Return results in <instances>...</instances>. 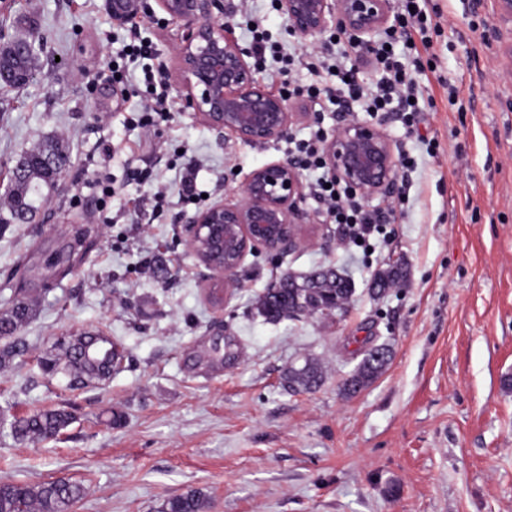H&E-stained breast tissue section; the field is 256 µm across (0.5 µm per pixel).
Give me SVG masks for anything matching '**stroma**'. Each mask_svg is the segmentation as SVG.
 <instances>
[{
  "mask_svg": "<svg viewBox=\"0 0 512 512\" xmlns=\"http://www.w3.org/2000/svg\"><path fill=\"white\" fill-rule=\"evenodd\" d=\"M425 107L412 124L380 115L412 171L407 200L371 250L350 245L311 195L303 242L288 254L247 255L235 287L211 304L214 282L186 245L183 219L233 198L248 174L288 156L289 139L346 123L326 99L298 96L317 122L261 145L225 137L178 109L141 127V64H125L118 103L100 77L129 31L106 0H0V44L37 29L35 78L0 88V212L7 175L24 151L54 140L69 167L34 224L0 229V289L20 288L32 317L0 349V483L70 479L85 487L74 512H161L201 492L204 512H512V80L485 40L493 0H426ZM239 45L243 16L263 18L281 54L313 44L288 31L271 0H224ZM140 35L173 70L181 30L157 19ZM112 182L102 196L93 172ZM148 179L132 178L131 170ZM194 172V195L180 180ZM405 283L374 299L394 263ZM334 266L355 287L346 309L277 323L255 305L288 272ZM102 331L124 369L72 388L42 365L58 338ZM393 358L353 397L341 385L370 347ZM326 378L288 388L302 357ZM38 409L73 420L53 440L21 441L12 422Z\"/></svg>",
  "mask_w": 512,
  "mask_h": 512,
  "instance_id": "1",
  "label": "stroma"
}]
</instances>
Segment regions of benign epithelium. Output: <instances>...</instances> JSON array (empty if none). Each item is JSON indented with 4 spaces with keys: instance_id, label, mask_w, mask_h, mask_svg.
Returning a JSON list of instances; mask_svg holds the SVG:
<instances>
[{
    "instance_id": "obj_1",
    "label": "benign epithelium",
    "mask_w": 512,
    "mask_h": 512,
    "mask_svg": "<svg viewBox=\"0 0 512 512\" xmlns=\"http://www.w3.org/2000/svg\"><path fill=\"white\" fill-rule=\"evenodd\" d=\"M222 0H156L158 8L180 25L176 90L185 106L209 127L245 144H266L288 136L291 127L312 119L315 112L290 103L273 92L247 61L233 28L224 16L213 15ZM498 23L491 38L508 59L512 78V41L502 42L499 24L512 25V0H493ZM288 29L303 41L334 27L345 31L354 45L365 48L392 22V0H280ZM153 14L142 0H112V22L125 26L148 22ZM329 175L364 200L390 201L398 189L396 145L380 124L351 121L324 147ZM52 183L64 176L67 159L44 156ZM300 171L287 159L252 170L239 195L218 199L188 220L187 246L213 278L233 284L232 276L246 255L264 250L280 256L296 247L302 214ZM233 227L239 247L229 262L213 252L223 248L224 232Z\"/></svg>"
}]
</instances>
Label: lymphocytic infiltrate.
Segmentation results:
<instances>
[{
    "label": "lymphocytic infiltrate",
    "instance_id": "f902f5d3",
    "mask_svg": "<svg viewBox=\"0 0 512 512\" xmlns=\"http://www.w3.org/2000/svg\"><path fill=\"white\" fill-rule=\"evenodd\" d=\"M402 2L404 7L398 16L397 28L388 33L384 45L371 52L370 65L381 66L383 71L378 81L365 80L354 62L358 48L338 34L330 38L334 47L332 53L311 56L295 52L281 56L283 70L306 69L311 77L305 89L307 97L326 96L337 111H346L356 104L369 113L400 112L405 118H412L420 109L416 101L418 81L414 71L395 59L392 47L398 41L413 42L415 34L424 33L425 19L422 9L415 5L416 0ZM324 140L323 132L315 131L296 143L292 152L302 168L320 172L311 186L313 197L325 205L335 223L347 227L350 242H365L371 235L384 234L389 222L385 214L364 211L357 201L343 197L337 188L330 186L329 175L322 172Z\"/></svg>",
    "mask_w": 512,
    "mask_h": 512
}]
</instances>
